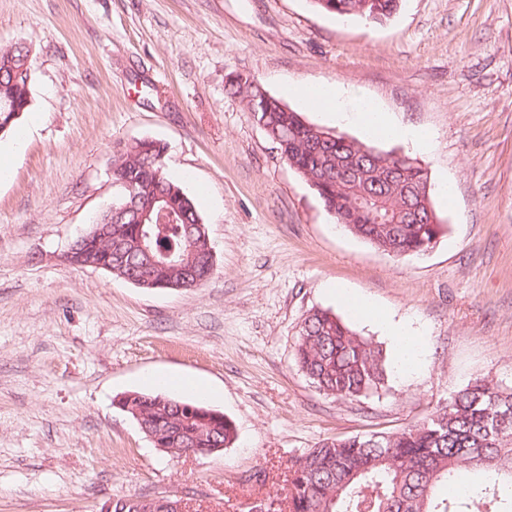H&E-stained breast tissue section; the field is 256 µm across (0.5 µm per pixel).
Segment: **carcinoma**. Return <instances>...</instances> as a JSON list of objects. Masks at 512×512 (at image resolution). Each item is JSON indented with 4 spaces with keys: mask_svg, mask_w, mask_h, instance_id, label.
<instances>
[{
    "mask_svg": "<svg viewBox=\"0 0 512 512\" xmlns=\"http://www.w3.org/2000/svg\"><path fill=\"white\" fill-rule=\"evenodd\" d=\"M314 9L344 19L374 20L395 13L399 0H310ZM30 49L21 41L0 46V120L3 104L30 108L34 72ZM229 90L253 117L264 121L266 136L281 157L316 194L336 222L375 248L403 257L423 253L424 241L443 234L430 192L428 171L418 164L383 158L384 152L344 134L320 141V129L272 96L255 78L235 75ZM165 147L143 139L112 155V182L122 195L145 209L162 196L176 212L175 220L139 227L127 213L101 231L74 240L75 266L90 258L109 263V243H121L126 265H112L118 278L143 266L138 235L151 234L153 254L174 249L172 265L161 261L151 270L153 280L168 289L185 274L208 280L215 271L209 242L191 243L185 225L201 224L195 200L163 166ZM365 168L378 180L376 198L357 202L347 171ZM295 360L311 383L325 395L341 400L373 396L385 386V355L336 314L315 309L301 324ZM139 412L141 431L161 433L164 447L228 448L237 439L233 421L199 401L162 394L134 392L119 398ZM434 417L395 432L349 438H326L295 458L288 468V512H512V387L476 377L437 405Z\"/></svg>",
    "mask_w": 512,
    "mask_h": 512,
    "instance_id": "cac0c4a2",
    "label": "carcinoma"
}]
</instances>
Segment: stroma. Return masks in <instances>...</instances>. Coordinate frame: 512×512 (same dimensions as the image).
<instances>
[{
  "label": "stroma",
  "mask_w": 512,
  "mask_h": 512,
  "mask_svg": "<svg viewBox=\"0 0 512 512\" xmlns=\"http://www.w3.org/2000/svg\"><path fill=\"white\" fill-rule=\"evenodd\" d=\"M24 42L35 129L0 182V512H100L120 497L175 495L193 512H255L292 460L325 438L425 420L471 379L512 383V0H400L383 22L309 0H0V44ZM336 85L433 136L415 154L445 231L396 258L336 223L227 81ZM164 142L168 175L195 199L216 257L191 290H147L63 256L118 195L117 146ZM369 298L422 337L397 367L376 324L328 287ZM324 309L383 349L368 398L320 393L299 370L304 317ZM196 381L236 425L208 456L159 451L120 411L148 371Z\"/></svg>",
  "instance_id": "1"
}]
</instances>
